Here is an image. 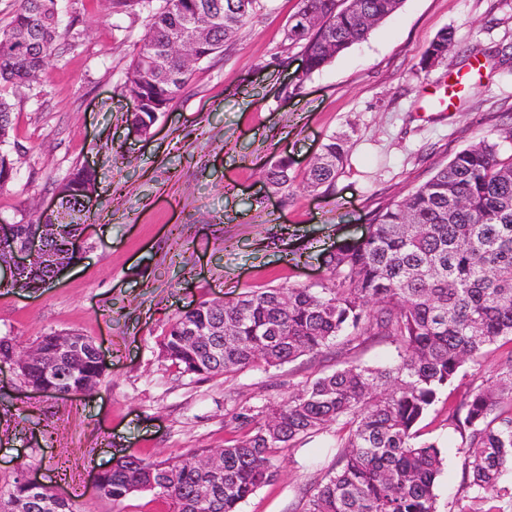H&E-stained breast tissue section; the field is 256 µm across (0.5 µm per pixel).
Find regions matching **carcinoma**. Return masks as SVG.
<instances>
[{
  "mask_svg": "<svg viewBox=\"0 0 512 512\" xmlns=\"http://www.w3.org/2000/svg\"><path fill=\"white\" fill-rule=\"evenodd\" d=\"M0 26V145L13 129L15 97L39 83L55 57L72 49L63 28L60 0H13ZM112 0L108 12L148 11L146 37L126 72L121 92L142 101L128 126L150 133L192 79L175 45L193 22L211 19L200 57L224 51L252 16L257 0ZM403 0H301L297 14L318 20L297 33L289 21L286 40L304 44V75L322 70L365 40L396 13ZM457 47L447 29L424 51L420 69L442 62ZM349 154L346 136H331L308 170L306 188H331ZM17 159L0 150V186L10 181ZM76 179L58 185L68 203L76 181L96 174L74 168ZM284 192L294 181L291 162L280 157L265 172ZM39 238L61 264L76 258L83 225L37 219L15 225ZM325 264L329 283L318 288H262L217 305L205 300L171 321L159 354L182 374L226 379L250 368L268 371L302 356L335 352L340 357L379 340L395 359L382 367L355 360L305 381L277 404L238 405L230 413L235 436L203 453L187 451L163 460L115 459L101 476L102 498L121 502L151 493L171 502L172 512H241V505L281 476L280 453L328 435L337 448L332 467L302 489L303 512H438L435 493L443 468L440 447L420 439L418 423L443 392L466 377L465 367L492 355L493 370L474 378L463 400L448 408L445 422L458 435L464 480L456 512H509L512 485V154L488 139L436 168L402 200L376 208L369 233L346 239ZM37 260L10 281L36 290L51 277ZM62 359L67 390L92 394L103 372L92 339L71 332ZM59 333L36 338L44 356L57 355ZM30 383L46 380L42 359L25 360ZM0 512H80L78 496L55 497L45 486L32 492L17 478L0 482Z\"/></svg>",
  "mask_w": 512,
  "mask_h": 512,
  "instance_id": "carcinoma-1",
  "label": "carcinoma"
}]
</instances>
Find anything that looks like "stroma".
<instances>
[{
  "instance_id": "1",
  "label": "stroma",
  "mask_w": 512,
  "mask_h": 512,
  "mask_svg": "<svg viewBox=\"0 0 512 512\" xmlns=\"http://www.w3.org/2000/svg\"><path fill=\"white\" fill-rule=\"evenodd\" d=\"M74 47L55 59L14 111L6 149L17 173L0 187V220L27 224L74 167L96 174L97 194L75 214L81 258L35 292L0 288V338L20 347L51 331L76 330L99 346L107 370L96 393L19 397L0 378V479L24 470L68 491L114 455L161 459L223 447L235 405L263 404L323 367L303 356L277 369L223 379L180 374L158 355L168 323L187 306L260 288L317 287L320 255L367 234L376 207L401 200L461 150L501 136L512 112V61L489 88L472 86L451 106L436 102L460 53L493 63L512 45V0H404L367 39L303 76V45L284 39L300 0H259L222 54L203 62L146 138L128 134L129 98L119 86L147 33L146 15H106L101 0H66ZM458 48L423 71L420 59L443 29ZM348 135V161L334 186L314 194L305 173L331 135ZM293 163L289 194L265 182L272 159ZM420 425L445 468L440 512H452L463 481L458 438L439 418ZM331 438L284 451L278 483L242 512H302L301 487L330 464ZM81 512H170L150 493L115 503L84 492Z\"/></svg>"
}]
</instances>
